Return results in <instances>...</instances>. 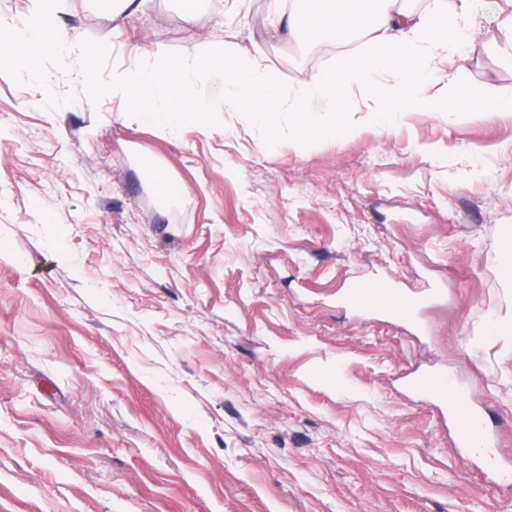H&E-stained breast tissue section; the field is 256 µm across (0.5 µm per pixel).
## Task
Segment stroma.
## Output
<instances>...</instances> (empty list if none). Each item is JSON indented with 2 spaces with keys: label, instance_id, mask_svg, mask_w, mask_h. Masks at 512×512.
Instances as JSON below:
<instances>
[{
  "label": "stroma",
  "instance_id": "1",
  "mask_svg": "<svg viewBox=\"0 0 512 512\" xmlns=\"http://www.w3.org/2000/svg\"><path fill=\"white\" fill-rule=\"evenodd\" d=\"M300 0H146L113 61L193 59L227 40L281 84L358 43L295 41ZM456 77L512 91L489 43L512 0H479ZM90 42L112 20L64 0ZM57 108L0 68V512H512V486L461 463L454 430L401 375L451 373L512 459V112L408 106L300 148L218 112L164 138L80 61L46 60ZM179 191L159 198L154 167ZM446 295L415 335L345 307L352 283Z\"/></svg>",
  "mask_w": 512,
  "mask_h": 512
}]
</instances>
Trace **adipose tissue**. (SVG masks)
<instances>
[{"instance_id":"1","label":"adipose tissue","mask_w":512,"mask_h":512,"mask_svg":"<svg viewBox=\"0 0 512 512\" xmlns=\"http://www.w3.org/2000/svg\"><path fill=\"white\" fill-rule=\"evenodd\" d=\"M384 0H309L307 8L289 11L284 28L296 40L331 35L336 43L364 42L343 67L318 71L291 87L281 86L258 57L227 42L190 61L152 59L142 52L139 64L113 69L100 80L97 63L110 47L112 33L103 30L92 43L70 38L58 22L61 0H32L22 18H0V65L38 76L45 57L61 66L81 59L94 98H121L129 111L160 135L181 137L204 132L213 112H242L250 122L274 133L280 114L288 116V134L311 144L331 137L345 125L356 106L345 90L358 91L369 104L373 122L393 126L406 103L428 112L460 114L472 109L512 112V92L492 93L460 86L440 67L463 63L476 39L474 0H436L432 12L417 15L383 9ZM222 88L206 100L199 84Z\"/></svg>"}]
</instances>
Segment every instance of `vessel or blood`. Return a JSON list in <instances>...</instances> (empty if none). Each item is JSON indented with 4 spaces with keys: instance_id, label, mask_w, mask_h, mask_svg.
Returning a JSON list of instances; mask_svg holds the SVG:
<instances>
[{
    "instance_id": "vessel-or-blood-1",
    "label": "vessel or blood",
    "mask_w": 512,
    "mask_h": 512,
    "mask_svg": "<svg viewBox=\"0 0 512 512\" xmlns=\"http://www.w3.org/2000/svg\"><path fill=\"white\" fill-rule=\"evenodd\" d=\"M403 386L406 391L431 399L440 407L443 419L455 427V446L463 462L479 458L496 478H512V468L498 458L496 436L487 429L479 408L472 405L468 394L450 374L426 371L405 377Z\"/></svg>"
}]
</instances>
